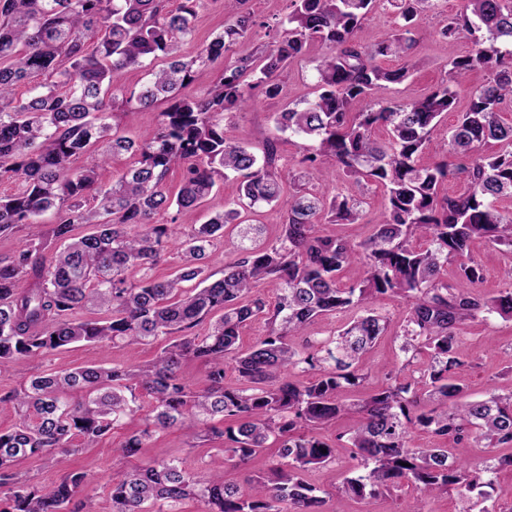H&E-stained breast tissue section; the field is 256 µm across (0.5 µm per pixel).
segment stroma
I'll return each instance as SVG.
<instances>
[{
    "label": "stroma",
    "instance_id": "1",
    "mask_svg": "<svg viewBox=\"0 0 512 512\" xmlns=\"http://www.w3.org/2000/svg\"><path fill=\"white\" fill-rule=\"evenodd\" d=\"M459 5L460 0H441L437 13H427L418 18L413 30V55L417 68L404 84L383 89V97L394 100L420 97L430 93L445 80V64L448 58L462 54L471 47L468 40L461 39L451 43L438 33L440 16L454 14ZM244 9L252 14L256 22L251 39L254 43L260 44L268 42L270 27L286 19L290 11V0H247ZM235 10L233 0H200L193 20V37L181 45V54H195L213 34L223 29L225 20L229 19ZM323 52L321 45H311L303 59L295 61L281 73V93L277 98L257 96L251 107L225 120L226 136L244 140L254 151H261L265 138L274 130V119L278 113L283 112L290 104L311 98L314 61ZM238 194L239 182L231 178L219 182L201 208L181 212L174 217L163 213L158 215L157 221L166 224L174 219L187 227L202 224L210 217L223 212L227 204L236 199ZM364 199L366 223H323L319 226L320 233L353 241L365 239L372 230L371 220L381 214L386 204V195L382 187L372 185L366 190ZM470 257L483 269V279L476 286V293L489 298L512 283L507 277L508 269L512 268V253L505 252L487 240L479 239L472 244ZM374 307L390 319L391 327L388 335L384 336L364 358L363 364L369 374V380L364 386L348 391L347 397L351 400L360 399L384 386L386 379L378 367L382 362L396 359L400 354V341L396 334L404 323L408 310L407 303L399 298L385 296L377 300ZM457 336L459 354L463 362L457 377L471 398H482L493 386L512 390V369L507 366V356L512 353V320L496 316L467 320L458 326ZM157 350L158 347L154 344L132 352L120 346L75 344L37 361L20 359L13 362L7 371L0 373V392H8L19 381L34 373L50 369L88 365L112 366L131 360L146 364L152 361ZM352 425V417L346 415L334 425L323 429V436L336 445V461L334 464L310 470L306 475L310 483L328 490L326 512H408L415 495L413 487L410 486L367 500H355L338 492V485L354 465L352 450L341 439L342 434L347 433ZM129 432V427H117L97 446L81 449L70 458L72 467L85 471L92 486L97 487L101 512H110L105 482L111 470L126 464L125 459L115 455L114 450L121 447ZM215 453V442H205L199 447L192 448L188 446L185 436L180 431L169 429L148 441L137 461L145 464L164 458H177L183 460L188 467L201 472Z\"/></svg>",
    "mask_w": 512,
    "mask_h": 512
}]
</instances>
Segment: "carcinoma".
Masks as SVG:
<instances>
[{
    "mask_svg": "<svg viewBox=\"0 0 512 512\" xmlns=\"http://www.w3.org/2000/svg\"><path fill=\"white\" fill-rule=\"evenodd\" d=\"M387 2L400 25L371 47L355 33L380 0H291L280 37L250 46L254 21L240 11L195 55L183 56L179 47L193 36L197 0H183L176 12L167 0H0V180L22 182L18 193L0 196V234L38 224L52 211L51 237L65 242L49 260L43 243L32 240L0 261V369L75 343L134 347L176 335L147 366L91 365L32 376L0 396V407L17 415L13 429L0 431V512H97L86 473L67 464L66 456L79 452L70 443L80 437L90 447L135 421L139 428L119 449L124 457L171 428L192 440L220 438L224 447L200 474L176 459L112 474V512H178L190 498L203 504L202 512H325L327 492L305 473L336 459V447L316 431L350 412L358 414L348 437L357 465L338 492L365 500L410 483L419 497L409 512H428L426 499L451 489L465 499L462 512H496L503 492L494 475L512 469V452L474 466L448 444L512 445V392L471 401L455 375L461 322L481 314L512 319V288L489 299L474 295L470 288L483 270L468 258L477 238L512 250V212L496 206L512 198V123L501 118L512 102V0H463L439 33L450 43L468 39L473 49L448 61L447 79L434 91L403 102L377 93L411 76L412 29L439 0ZM316 42L325 53L315 66L313 97L279 113L263 155L227 138L224 120L258 92L277 97L280 73ZM230 52L235 61L214 77L206 96L187 92L208 77L210 62ZM388 57L402 64L383 66ZM149 58L164 65L136 99H119L117 78ZM476 69L487 80L464 86ZM38 76L43 80L29 98H14L16 85ZM462 92L469 104L448 129V144L438 147L441 157L420 166L432 129L454 111ZM118 102L162 107L156 127L117 135L108 109ZM380 129L387 131L383 141L376 138ZM286 132L313 141L299 162L303 177L332 181L335 171L321 168L326 157L356 185L385 189V209L368 237L350 242L318 231L322 222L362 223L361 200L352 195L299 189L282 197L278 143ZM490 140L501 150L480 153ZM121 152L136 161L106 187L97 170ZM91 153L92 165L72 168L74 157ZM174 167L184 175L173 195L166 177ZM231 174L240 178L239 195L224 212L189 232L155 222L173 207L196 209ZM461 176L464 193L443 192ZM272 203L282 208L284 222L278 239L264 244L262 225L245 224L241 215ZM227 224L238 227V258L216 278L207 270V251ZM80 225L93 231L76 237ZM172 245L181 248L183 263L174 277L158 280L152 271ZM451 259L461 260L454 286L440 279ZM353 263L363 266L362 280L337 287L338 273ZM130 267L142 271L136 284H127ZM267 279L279 283L271 310L252 297ZM194 280L197 287L185 291L182 283ZM387 294L409 305L400 335L406 360L388 372L385 387L348 402L342 392L366 381L359 362L385 335L387 317L367 307L312 351L292 338L322 315ZM85 307L105 317H73ZM216 310L220 319L197 334ZM259 316L267 335L240 350L242 327ZM187 358L207 367L194 389L179 375ZM229 365L238 374L235 388L224 386ZM296 371L313 372L314 381L300 383ZM142 396L152 401L145 415ZM417 429L437 443L415 445ZM271 437L277 464L250 479L246 490L225 482L227 463L248 464ZM29 458L56 467V479L20 480L14 467Z\"/></svg>",
    "mask_w": 512,
    "mask_h": 512,
    "instance_id": "1",
    "label": "carcinoma"
}]
</instances>
